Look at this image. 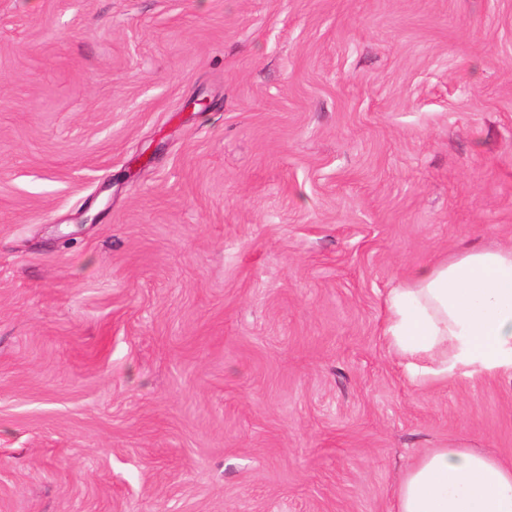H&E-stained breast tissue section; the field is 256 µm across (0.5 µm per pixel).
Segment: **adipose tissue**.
<instances>
[{"instance_id":"obj_1","label":"adipose tissue","mask_w":512,"mask_h":512,"mask_svg":"<svg viewBox=\"0 0 512 512\" xmlns=\"http://www.w3.org/2000/svg\"><path fill=\"white\" fill-rule=\"evenodd\" d=\"M384 334L419 384L512 372V247L420 268L385 300ZM394 512H512V461L431 448L407 469Z\"/></svg>"}]
</instances>
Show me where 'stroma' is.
<instances>
[{"instance_id": "obj_1", "label": "stroma", "mask_w": 512, "mask_h": 512, "mask_svg": "<svg viewBox=\"0 0 512 512\" xmlns=\"http://www.w3.org/2000/svg\"><path fill=\"white\" fill-rule=\"evenodd\" d=\"M509 244L512 0H0V512H392L425 449L512 461V373L427 388L383 334Z\"/></svg>"}]
</instances>
